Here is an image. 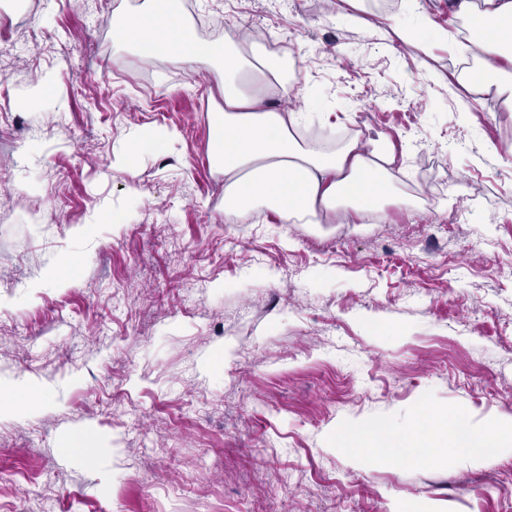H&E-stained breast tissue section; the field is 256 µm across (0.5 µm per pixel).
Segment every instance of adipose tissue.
Segmentation results:
<instances>
[{
	"mask_svg": "<svg viewBox=\"0 0 512 512\" xmlns=\"http://www.w3.org/2000/svg\"><path fill=\"white\" fill-rule=\"evenodd\" d=\"M448 14L456 24L474 16L496 22L493 37L470 39L468 49L484 69L490 57L508 61V68L498 71L496 91L505 111L512 112V0H448ZM113 38L125 46L150 43L158 57L214 65L220 99L210 112L209 153L224 175L225 216L266 209L287 224H322L336 213L368 219L396 200L395 156L387 141L354 137L333 150L312 147L300 132L298 113L269 104L284 84L278 61L268 57L257 66L231 40H196L179 0H144L137 14L115 21ZM511 440L512 427L478 424L456 409L402 430L353 424L336 436L337 446L354 458L408 465L448 456L490 465L496 449Z\"/></svg>",
	"mask_w": 512,
	"mask_h": 512,
	"instance_id": "adipose-tissue-1",
	"label": "adipose tissue"
}]
</instances>
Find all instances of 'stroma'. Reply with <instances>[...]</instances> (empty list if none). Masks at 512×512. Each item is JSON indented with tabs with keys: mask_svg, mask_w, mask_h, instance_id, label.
I'll use <instances>...</instances> for the list:
<instances>
[{
	"mask_svg": "<svg viewBox=\"0 0 512 512\" xmlns=\"http://www.w3.org/2000/svg\"><path fill=\"white\" fill-rule=\"evenodd\" d=\"M140 2L0 0V383L53 395L0 419V512H512V446L403 466L336 445L422 402L512 426V112L456 86L461 50L429 30L390 48L393 0H364L362 30L331 0H190L295 63L274 102L312 145L363 124L422 201L370 224L231 221L213 67L113 43ZM43 70L50 96L22 104ZM140 130L166 152L136 148ZM129 149L132 181L112 170ZM62 252L81 258L70 286L42 283Z\"/></svg>",
	"mask_w": 512,
	"mask_h": 512,
	"instance_id": "1",
	"label": "stroma"
}]
</instances>
